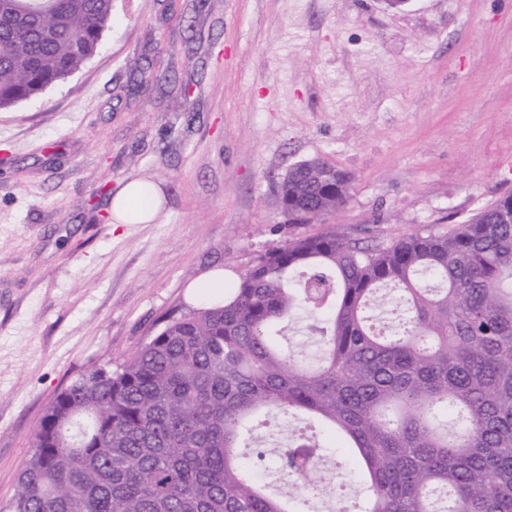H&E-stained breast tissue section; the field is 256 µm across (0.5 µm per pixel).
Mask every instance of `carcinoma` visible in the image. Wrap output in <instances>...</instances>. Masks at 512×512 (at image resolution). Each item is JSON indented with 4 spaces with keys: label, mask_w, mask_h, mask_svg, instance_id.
<instances>
[{
    "label": "carcinoma",
    "mask_w": 512,
    "mask_h": 512,
    "mask_svg": "<svg viewBox=\"0 0 512 512\" xmlns=\"http://www.w3.org/2000/svg\"><path fill=\"white\" fill-rule=\"evenodd\" d=\"M113 0H0V109L96 52ZM324 160L279 183L305 224L349 197ZM512 194L445 234L366 245L294 236L236 287L170 317L126 363L46 409L0 512H302L334 449L291 434L276 465L252 418L303 415L359 455L358 512H512ZM310 323V362L281 343Z\"/></svg>",
    "instance_id": "1"
}]
</instances>
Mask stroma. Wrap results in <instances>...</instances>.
Masks as SVG:
<instances>
[{"label": "stroma", "mask_w": 512, "mask_h": 512, "mask_svg": "<svg viewBox=\"0 0 512 512\" xmlns=\"http://www.w3.org/2000/svg\"><path fill=\"white\" fill-rule=\"evenodd\" d=\"M93 57L0 110V504L47 406L119 368L199 281L225 287L286 224L278 183L353 177L334 223L362 242L445 233L512 194V0H114ZM169 82L150 91L145 66ZM155 181L149 224L107 202Z\"/></svg>", "instance_id": "stroma-1"}]
</instances>
